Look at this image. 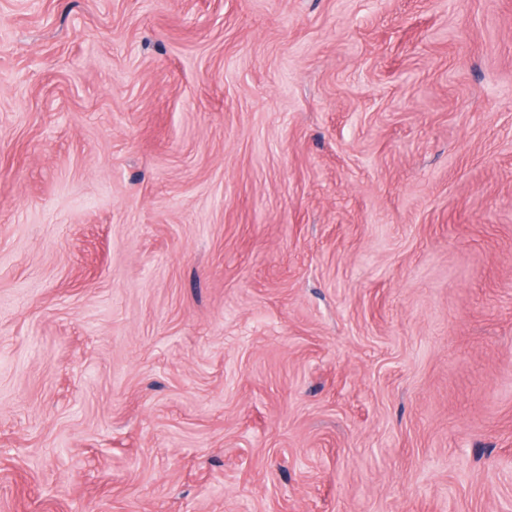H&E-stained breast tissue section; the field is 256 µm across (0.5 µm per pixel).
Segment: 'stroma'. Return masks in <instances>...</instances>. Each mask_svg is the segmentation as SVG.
Returning a JSON list of instances; mask_svg holds the SVG:
<instances>
[{"mask_svg":"<svg viewBox=\"0 0 512 512\" xmlns=\"http://www.w3.org/2000/svg\"><path fill=\"white\" fill-rule=\"evenodd\" d=\"M0 512H512V0H0Z\"/></svg>","mask_w":512,"mask_h":512,"instance_id":"1","label":"stroma"}]
</instances>
